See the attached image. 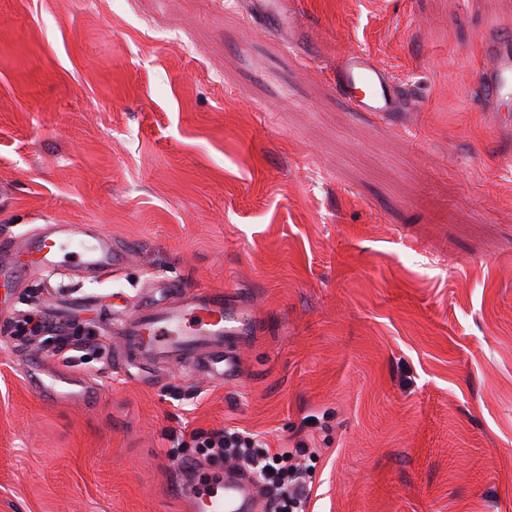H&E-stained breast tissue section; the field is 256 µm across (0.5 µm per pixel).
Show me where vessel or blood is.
<instances>
[{
    "instance_id": "obj_1",
    "label": "vessel or blood",
    "mask_w": 512,
    "mask_h": 512,
    "mask_svg": "<svg viewBox=\"0 0 512 512\" xmlns=\"http://www.w3.org/2000/svg\"><path fill=\"white\" fill-rule=\"evenodd\" d=\"M262 18L288 32L289 45L313 48L311 33L296 11H284L281 0H264ZM484 64L476 73L483 111L500 113L505 99L512 97V28L500 26L481 42ZM336 91L354 111L393 114L407 109L403 92L390 71L367 54L354 50L341 55L335 75ZM7 267L16 276L45 278L63 271L98 275L123 267L126 252L111 236L86 226L53 225L9 242ZM171 297L158 304L143 302L132 318L120 319L113 333L125 345V361H164L207 375L216 381L235 373V361L224 348L225 341H240L255 330L249 304L232 294L170 283ZM29 386L53 400L85 401L95 388L72 371L45 381L43 368L34 362L26 371ZM176 494L187 512H257V489L245 475L228 472L187 487L177 483Z\"/></svg>"
}]
</instances>
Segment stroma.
Masks as SVG:
<instances>
[{
	"mask_svg": "<svg viewBox=\"0 0 512 512\" xmlns=\"http://www.w3.org/2000/svg\"><path fill=\"white\" fill-rule=\"evenodd\" d=\"M225 2L0 0V242L92 224L129 252L0 271V512H184L171 479L224 471L198 443L225 429L308 445L307 512H512V133L474 82L512 0H294L312 57ZM354 48L410 111L337 96ZM154 279L247 300L237 376L113 374ZM63 346L93 400L27 384Z\"/></svg>",
	"mask_w": 512,
	"mask_h": 512,
	"instance_id": "35a3bbf8",
	"label": "stroma"
}]
</instances>
